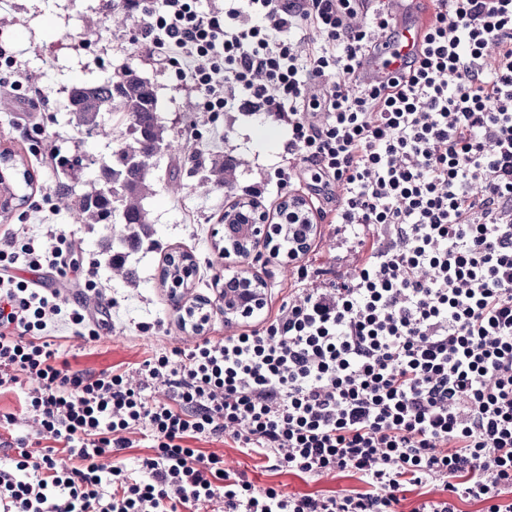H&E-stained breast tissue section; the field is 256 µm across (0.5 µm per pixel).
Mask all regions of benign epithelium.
<instances>
[{
  "mask_svg": "<svg viewBox=\"0 0 512 512\" xmlns=\"http://www.w3.org/2000/svg\"><path fill=\"white\" fill-rule=\"evenodd\" d=\"M313 231L306 200L291 196L271 214L250 200L240 201L224 211V258L240 265L239 272L224 282V321L235 323L252 318L266 304L264 283L248 261L264 249L272 256L288 240V257L303 253Z\"/></svg>",
  "mask_w": 512,
  "mask_h": 512,
  "instance_id": "benign-epithelium-1",
  "label": "benign epithelium"
}]
</instances>
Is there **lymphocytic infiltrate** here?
<instances>
[{
  "label": "lymphocytic infiltrate",
  "instance_id": "f902f5d3",
  "mask_svg": "<svg viewBox=\"0 0 512 512\" xmlns=\"http://www.w3.org/2000/svg\"><path fill=\"white\" fill-rule=\"evenodd\" d=\"M149 54L205 112L282 122L278 189L336 187L319 219L355 248L352 271L313 263L260 330L154 351L134 370L60 359V327L102 323L17 268L74 274L71 237L0 239V394L39 427L0 465V512H512V0H417L414 52L385 84L359 66L395 42L391 0H164ZM168 391L154 398L155 386ZM364 490L254 485L198 441ZM150 448L137 469L122 451Z\"/></svg>",
  "mask_w": 512,
  "mask_h": 512
}]
</instances>
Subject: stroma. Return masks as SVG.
I'll return each mask as SVG.
<instances>
[{"label":"stroma","mask_w":512,"mask_h":512,"mask_svg":"<svg viewBox=\"0 0 512 512\" xmlns=\"http://www.w3.org/2000/svg\"><path fill=\"white\" fill-rule=\"evenodd\" d=\"M119 2L0 0V50L13 56L19 76L39 89L38 94L20 102L14 98L9 80L0 78V151L18 155L33 179L29 185L14 180L15 193L26 202L0 213V234L22 225L28 233L41 236L47 224L57 225L71 236L77 262L94 266L103 295L89 308L94 312L110 309L112 327L92 343L69 335L61 357L72 369L96 373L133 367L153 350H188L206 339L262 328L287 298L298 268L309 260L340 272L352 268L347 246L337 240L329 225L318 224L309 251L295 261L265 252L251 260L252 270L266 283L267 302L259 314L228 325L216 310L202 333L183 327L185 308L201 298L216 300L225 277L234 274V267L225 264L219 254L224 211L235 200L247 198L256 182L267 179L280 160L286 132L277 123L257 116L201 111L189 81L177 78L173 69L156 64L144 50L135 48L139 19L114 26L113 7ZM126 69L136 70L152 83L159 120L179 143L178 150L155 160L151 172L154 192L143 202L153 234L130 254L132 276L128 279L113 275L109 268L100 247L101 226L75 223L71 211L64 208L54 209L44 219L29 207L30 201L54 195L63 182L75 185L80 193L96 186L97 163L109 159L117 143L102 136H86L70 125L69 90L77 84L102 83ZM52 147L70 158L82 156L81 166L70 169L45 162L43 155ZM216 158L233 161L230 186H202L198 168L210 166ZM173 177L183 186L176 195L167 189ZM172 251L192 254L197 269L177 302L160 280L164 255ZM203 446L206 452L222 455L226 468L246 471L260 486L278 485L299 495H338L360 486L347 473L306 478L272 470L266 460L244 455L221 439L204 441Z\"/></svg>","instance_id":"35a3bbf8"}]
</instances>
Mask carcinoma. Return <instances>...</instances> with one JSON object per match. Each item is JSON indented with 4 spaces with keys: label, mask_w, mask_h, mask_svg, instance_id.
<instances>
[{
    "label": "carcinoma",
    "mask_w": 512,
    "mask_h": 512,
    "mask_svg": "<svg viewBox=\"0 0 512 512\" xmlns=\"http://www.w3.org/2000/svg\"><path fill=\"white\" fill-rule=\"evenodd\" d=\"M71 122L80 133L95 132L112 136V127L103 116L121 114L118 145L112 162L99 165L98 186L82 194L75 186L61 184L56 195L59 204L74 211L79 224H122L114 240L105 238V253L111 269L124 271L128 254L153 234L142 201L152 192L151 160L159 146L172 145L169 134L157 116V96L153 85L132 69L99 85H75L69 91ZM233 166L229 162L212 163L202 184L227 185Z\"/></svg>",
    "instance_id": "cac0c4a2"
}]
</instances>
